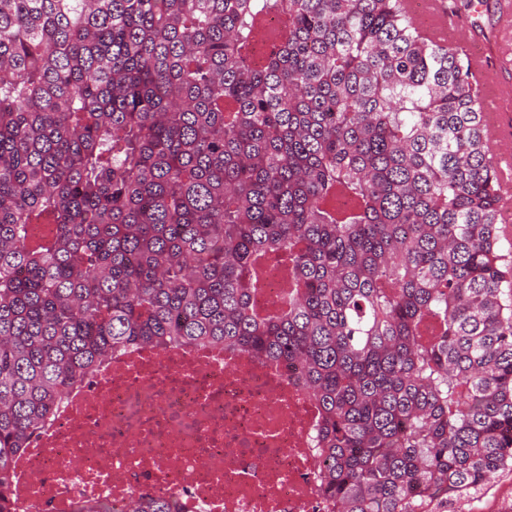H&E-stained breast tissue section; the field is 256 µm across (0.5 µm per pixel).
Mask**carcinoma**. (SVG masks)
Masks as SVG:
<instances>
[{
	"instance_id": "obj_1",
	"label": "carcinoma",
	"mask_w": 512,
	"mask_h": 512,
	"mask_svg": "<svg viewBox=\"0 0 512 512\" xmlns=\"http://www.w3.org/2000/svg\"><path fill=\"white\" fill-rule=\"evenodd\" d=\"M502 208L471 66L401 0H0V512L150 346L290 369L324 512L478 494L512 470Z\"/></svg>"
}]
</instances>
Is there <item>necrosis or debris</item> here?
Masks as SVG:
<instances>
[{
	"label": "necrosis or debris",
	"instance_id": "obj_1",
	"mask_svg": "<svg viewBox=\"0 0 512 512\" xmlns=\"http://www.w3.org/2000/svg\"><path fill=\"white\" fill-rule=\"evenodd\" d=\"M318 411L269 363L223 350L114 355L17 459L20 512H121L162 494L180 512H317Z\"/></svg>",
	"mask_w": 512,
	"mask_h": 512
}]
</instances>
